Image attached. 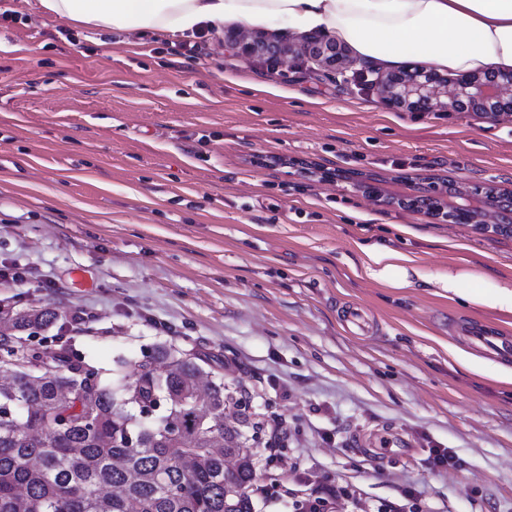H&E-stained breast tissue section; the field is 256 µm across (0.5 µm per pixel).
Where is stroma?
I'll use <instances>...</instances> for the list:
<instances>
[{"label": "stroma", "instance_id": "stroma-1", "mask_svg": "<svg viewBox=\"0 0 512 512\" xmlns=\"http://www.w3.org/2000/svg\"><path fill=\"white\" fill-rule=\"evenodd\" d=\"M0 9L18 14L0 21L1 309L83 312L78 347L105 364L158 344L221 357L265 425L257 482L275 491L255 512H300L321 484L341 491L334 512H512V381L451 353L471 349L461 326L512 333V316L389 287L360 249L436 277L483 269L466 288L489 293L512 281V238L257 163L358 171L391 196L430 179L512 187V118L399 111L350 73L239 55L229 25L176 67L161 32L105 48L25 0ZM354 307L372 334L347 327ZM274 422L288 435L270 451ZM391 435L409 449L372 451ZM434 448L454 464L432 466ZM362 250L377 265L398 258L396 253L377 244L364 246ZM393 268H395V266L388 262L381 270L376 271L369 268V272L382 280H389L391 278V271Z\"/></svg>", "mask_w": 512, "mask_h": 512}]
</instances>
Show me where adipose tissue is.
Listing matches in <instances>:
<instances>
[{"label": "adipose tissue", "instance_id": "ef3b65f1", "mask_svg": "<svg viewBox=\"0 0 512 512\" xmlns=\"http://www.w3.org/2000/svg\"><path fill=\"white\" fill-rule=\"evenodd\" d=\"M102 32L176 36L227 24L321 31L384 68L416 60L456 74L512 69V0H38Z\"/></svg>", "mask_w": 512, "mask_h": 512}]
</instances>
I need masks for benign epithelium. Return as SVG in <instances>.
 Instances as JSON below:
<instances>
[{"label":"benign epithelium","mask_w":512,"mask_h":512,"mask_svg":"<svg viewBox=\"0 0 512 512\" xmlns=\"http://www.w3.org/2000/svg\"><path fill=\"white\" fill-rule=\"evenodd\" d=\"M234 45L273 54L285 62L306 55L320 68L334 73H344L353 65L346 48L331 39L311 41L297 52L258 40L250 31L241 30L235 35ZM375 88L385 104L403 111L466 112L491 121L512 117V70L451 78L433 67L403 68L379 79ZM321 181L345 182L370 198L383 196L377 184L363 183L360 174L353 171H327ZM459 188L469 201H477L482 207L452 204L436 181H429L415 194L400 198L397 206L423 212L444 223L468 226L483 235L512 234V188L487 182L462 183Z\"/></svg>","instance_id":"benign-epithelium-1"}]
</instances>
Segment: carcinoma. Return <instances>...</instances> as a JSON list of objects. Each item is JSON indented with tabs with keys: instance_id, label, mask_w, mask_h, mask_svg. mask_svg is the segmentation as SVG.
I'll return each mask as SVG.
<instances>
[{
	"instance_id": "cac0c4a2",
	"label": "carcinoma",
	"mask_w": 512,
	"mask_h": 512,
	"mask_svg": "<svg viewBox=\"0 0 512 512\" xmlns=\"http://www.w3.org/2000/svg\"><path fill=\"white\" fill-rule=\"evenodd\" d=\"M48 307L0 311V512H254L258 428L215 356L165 345L105 368ZM161 398L142 422L140 405ZM240 490L224 509V490Z\"/></svg>"
}]
</instances>
